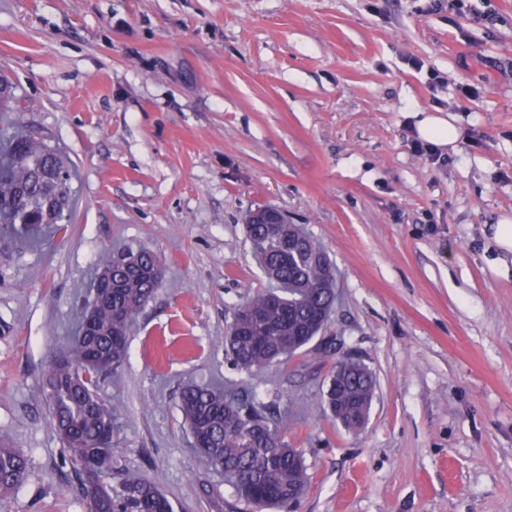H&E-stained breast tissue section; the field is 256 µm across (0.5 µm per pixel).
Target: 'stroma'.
<instances>
[{
	"label": "stroma",
	"mask_w": 512,
	"mask_h": 512,
	"mask_svg": "<svg viewBox=\"0 0 512 512\" xmlns=\"http://www.w3.org/2000/svg\"><path fill=\"white\" fill-rule=\"evenodd\" d=\"M0 75L17 87L0 127L77 172L64 229L0 228V442L29 461L0 512H86L45 375L101 254L139 247L165 278L101 384L113 483L251 512L179 408L215 382L287 412L311 476L293 512H512V256L492 240L512 224V0H0ZM417 112L458 130L437 161L413 149ZM259 207L326 248L338 296L334 357L251 379L224 336L266 286L245 230ZM345 356L377 380L354 433L321 407Z\"/></svg>",
	"instance_id": "obj_1"
}]
</instances>
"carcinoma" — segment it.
<instances>
[{"mask_svg": "<svg viewBox=\"0 0 512 512\" xmlns=\"http://www.w3.org/2000/svg\"><path fill=\"white\" fill-rule=\"evenodd\" d=\"M1 138L7 148L0 153V224H25L29 216L61 223L72 192L63 159L31 133L0 128ZM246 228L268 286L233 314L224 352L239 372L254 376L276 363L287 365L314 341L336 301V277L330 256L297 225L287 233L279 224ZM157 260L147 250L136 266L125 265L122 252L101 255L98 273L112 274L119 287L83 314L74 341L48 370L51 424L71 451L69 464L88 512H174L151 481L132 477L116 487L108 481L120 448L112 408L98 393L124 366L129 329L161 286L152 275ZM336 364L341 370L331 371L321 405L332 422L355 431L368 422L376 377L351 358ZM179 407L195 451L224 471L239 500L266 509L310 482L302 452L280 436L286 413L271 414L256 395L192 383L182 389ZM27 471L26 455L0 442V496L18 487Z\"/></svg>", "mask_w": 512, "mask_h": 512, "instance_id": "cac0c4a2", "label": "carcinoma"}]
</instances>
